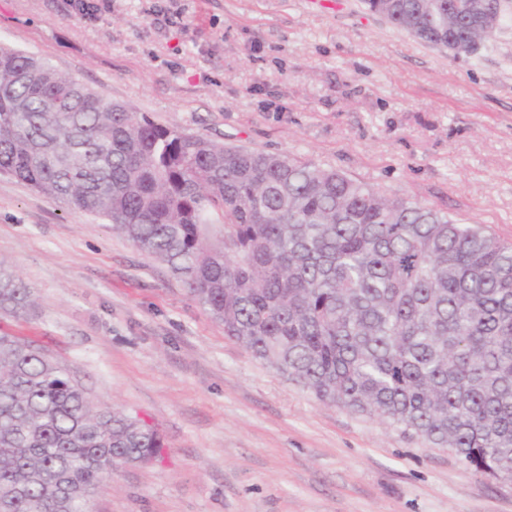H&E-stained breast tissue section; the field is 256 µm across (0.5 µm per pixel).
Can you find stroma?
<instances>
[{
  "instance_id": "stroma-1",
  "label": "stroma",
  "mask_w": 512,
  "mask_h": 512,
  "mask_svg": "<svg viewBox=\"0 0 512 512\" xmlns=\"http://www.w3.org/2000/svg\"><path fill=\"white\" fill-rule=\"evenodd\" d=\"M0 0V43L156 124L345 170L512 243V0L460 59L362 0ZM0 260L91 397L155 425L92 512H512V482L320 401L225 336L102 218L0 176Z\"/></svg>"
}]
</instances>
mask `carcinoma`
<instances>
[{
	"instance_id": "carcinoma-1",
	"label": "carcinoma",
	"mask_w": 512,
	"mask_h": 512,
	"mask_svg": "<svg viewBox=\"0 0 512 512\" xmlns=\"http://www.w3.org/2000/svg\"><path fill=\"white\" fill-rule=\"evenodd\" d=\"M460 17L448 23V2ZM469 0H364L438 47ZM0 174L101 217L166 264L258 359L316 397L512 481V245L338 169L226 145L106 102L0 44ZM33 294L0 259V314ZM158 429L99 405L70 368L0 330V512H85Z\"/></svg>"
}]
</instances>
